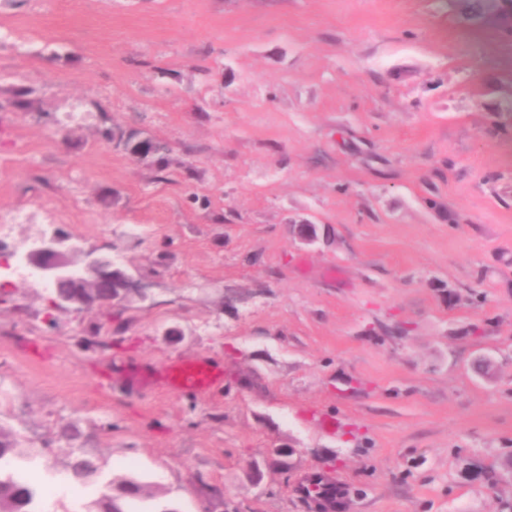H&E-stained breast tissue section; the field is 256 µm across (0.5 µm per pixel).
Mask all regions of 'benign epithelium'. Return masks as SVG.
Wrapping results in <instances>:
<instances>
[{"instance_id":"obj_1","label":"benign epithelium","mask_w":512,"mask_h":512,"mask_svg":"<svg viewBox=\"0 0 512 512\" xmlns=\"http://www.w3.org/2000/svg\"><path fill=\"white\" fill-rule=\"evenodd\" d=\"M26 262L39 278L55 286L67 285L53 299L58 309L89 311L132 292L141 293V286L116 266L112 255L87 250L63 235L44 239L27 254Z\"/></svg>"}]
</instances>
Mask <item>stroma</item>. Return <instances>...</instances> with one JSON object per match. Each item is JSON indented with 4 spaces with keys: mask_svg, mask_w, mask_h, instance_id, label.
Here are the masks:
<instances>
[{
    "mask_svg": "<svg viewBox=\"0 0 512 512\" xmlns=\"http://www.w3.org/2000/svg\"><path fill=\"white\" fill-rule=\"evenodd\" d=\"M0 215L146 288L0 289L41 512H512V38L455 0H0ZM166 143L141 155L134 140ZM310 225L304 239L301 225ZM206 359L191 392L169 366ZM99 477H69L70 451ZM325 491L326 494L322 497H317L318 501L316 505L319 508L325 510L326 512H342L346 510V501L342 493V489L339 486L332 485L329 482L324 481L323 479H318L317 477L310 476L303 487L301 488V493L303 495H308L309 497L315 498L317 496L316 492ZM112 480V479H111ZM114 481L112 480L106 485L105 491L102 495L92 503V508L88 510V512H129L125 510L126 499H139L135 497H130L124 494L125 486L132 485L136 487L138 494H142L144 497L149 496L150 493H144V486L139 482H136L131 479H121L117 482V490L119 494H114L112 491L114 490ZM137 494V495H138Z\"/></svg>",
    "mask_w": 512,
    "mask_h": 512,
    "instance_id": "1",
    "label": "stroma"
}]
</instances>
